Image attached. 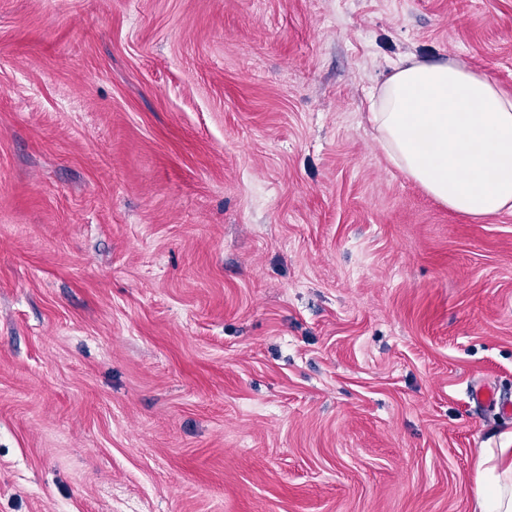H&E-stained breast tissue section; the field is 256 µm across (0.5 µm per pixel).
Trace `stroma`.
<instances>
[{
	"mask_svg": "<svg viewBox=\"0 0 512 512\" xmlns=\"http://www.w3.org/2000/svg\"><path fill=\"white\" fill-rule=\"evenodd\" d=\"M408 56L512 94V0H0V512H473L512 213L388 161Z\"/></svg>",
	"mask_w": 512,
	"mask_h": 512,
	"instance_id": "1",
	"label": "stroma"
}]
</instances>
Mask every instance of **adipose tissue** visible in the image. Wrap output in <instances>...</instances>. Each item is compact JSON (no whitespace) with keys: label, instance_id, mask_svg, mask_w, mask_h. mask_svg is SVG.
<instances>
[{"label":"adipose tissue","instance_id":"adipose-tissue-1","mask_svg":"<svg viewBox=\"0 0 512 512\" xmlns=\"http://www.w3.org/2000/svg\"><path fill=\"white\" fill-rule=\"evenodd\" d=\"M388 160L449 209L512 211V97L455 61L400 60L368 117ZM474 512H512V448L483 449Z\"/></svg>","mask_w":512,"mask_h":512}]
</instances>
